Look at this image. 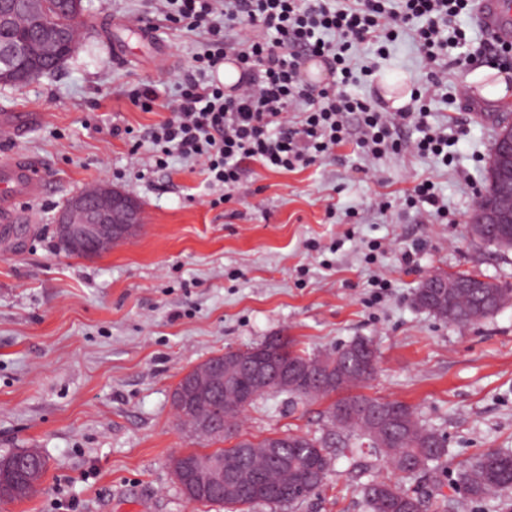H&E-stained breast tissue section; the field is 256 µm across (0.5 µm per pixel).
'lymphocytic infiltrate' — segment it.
Listing matches in <instances>:
<instances>
[{"mask_svg": "<svg viewBox=\"0 0 512 512\" xmlns=\"http://www.w3.org/2000/svg\"><path fill=\"white\" fill-rule=\"evenodd\" d=\"M156 0L164 20L204 37L169 103V118L147 129L155 169L170 157L199 162L221 202L233 199L245 162L274 171L306 168L347 144L366 168L403 151L452 164L448 135L427 106L443 89L448 72L486 56L512 55V44L482 42L470 48L458 19L473 0ZM413 39L424 77L408 104L389 111L378 97L350 91L372 76L399 36ZM374 48L370 57L359 46ZM234 59L239 79L224 88L215 74ZM326 67V84L306 83L309 59Z\"/></svg>", "mask_w": 512, "mask_h": 512, "instance_id": "lymphocytic-infiltrate-1", "label": "lymphocytic infiltrate"}]
</instances>
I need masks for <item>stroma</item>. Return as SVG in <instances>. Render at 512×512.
<instances>
[{
	"mask_svg": "<svg viewBox=\"0 0 512 512\" xmlns=\"http://www.w3.org/2000/svg\"><path fill=\"white\" fill-rule=\"evenodd\" d=\"M87 2L94 37L50 76L0 85V113L45 116L23 137L0 132V161L25 155L47 184L27 220L0 228V453L37 448L48 461L37 493L0 512H225L189 502L173 475L174 457L217 444L181 426L171 392L209 357L270 336L311 354L369 340L377 373L359 393L411 405L448 448L410 478L370 451L331 448L323 484L290 512H366L361 488L378 476L425 492L428 512H499L497 497L472 501L457 471L486 452L512 451V303L457 326L418 307L414 294L439 271L475 270L512 285V250L467 232L497 122L512 117V104L477 97L470 71L449 72L430 103L435 121L458 112V89L476 95L474 111L461 114L466 133L452 165L403 152L366 176L349 145L294 172L250 162L233 200L214 208L200 165L174 157L155 170L147 148L108 133L167 117L201 36L163 20L154 0ZM137 18L149 38L128 37L125 24ZM421 75L416 46L402 36L379 73L351 91L367 96L383 77ZM141 82L155 86L161 107L132 106L128 92ZM425 177L456 223L407 204L403 189ZM105 181L139 202L142 222L108 251L71 254L52 218ZM384 196L391 206L382 211ZM406 251L413 263L403 262ZM376 277L387 289L373 287ZM331 402L295 406L274 393L247 409L240 430L256 441L323 436Z\"/></svg>",
	"mask_w": 512,
	"mask_h": 512,
	"instance_id": "1",
	"label": "stroma"
}]
</instances>
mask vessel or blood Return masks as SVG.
Returning a JSON list of instances; mask_svg holds the SVG:
<instances>
[{
	"label": "vessel or blood",
	"mask_w": 512,
	"mask_h": 512,
	"mask_svg": "<svg viewBox=\"0 0 512 512\" xmlns=\"http://www.w3.org/2000/svg\"><path fill=\"white\" fill-rule=\"evenodd\" d=\"M477 15L482 28L495 40L512 41V0H479ZM40 118L37 112L0 114L17 136L25 134ZM44 188L40 167L27 157L19 154L0 162V221H15L22 204L39 198Z\"/></svg>",
	"instance_id": "1"
}]
</instances>
